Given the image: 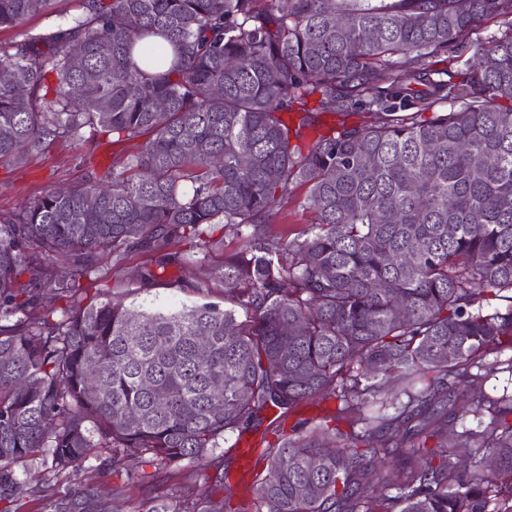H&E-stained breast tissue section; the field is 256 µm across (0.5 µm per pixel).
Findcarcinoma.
Instances as JSON below:
<instances>
[{
    "label": "carcinoma",
    "instance_id": "cac0c4a2",
    "mask_svg": "<svg viewBox=\"0 0 512 512\" xmlns=\"http://www.w3.org/2000/svg\"><path fill=\"white\" fill-rule=\"evenodd\" d=\"M460 2L84 0L0 43V161L146 138L120 170L0 215V512L37 460L60 474L107 448L118 474L203 471L260 412L313 399L336 401V424L264 449L237 508L152 483L146 512H512V394L458 392L512 376V357L487 360L512 350V0ZM46 3L0 0V28ZM492 17L506 30L452 69L448 49ZM151 37L169 52L140 67ZM358 109L368 122L322 132L321 115ZM300 187L310 223L258 232ZM217 224L243 245L194 288L220 282L226 306L86 296L101 256L145 249L147 283L205 262ZM37 494L38 512L123 508L49 479Z\"/></svg>",
    "mask_w": 512,
    "mask_h": 512
}]
</instances>
